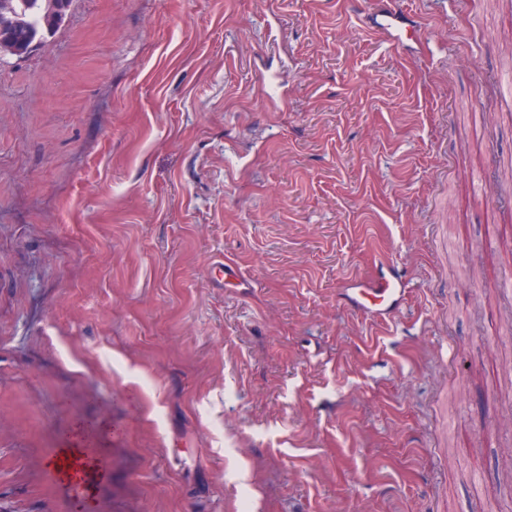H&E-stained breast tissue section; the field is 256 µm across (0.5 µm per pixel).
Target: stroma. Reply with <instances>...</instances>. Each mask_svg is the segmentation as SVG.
I'll list each match as a JSON object with an SVG mask.
<instances>
[{"label": "stroma", "instance_id": "obj_1", "mask_svg": "<svg viewBox=\"0 0 512 512\" xmlns=\"http://www.w3.org/2000/svg\"><path fill=\"white\" fill-rule=\"evenodd\" d=\"M403 2L407 53L352 0H73L0 57V512H512V6ZM385 258L387 325L339 299ZM216 281L225 287L236 288L239 292L250 289L249 279L243 275L239 267L230 260L218 261L212 268ZM48 462L59 481L76 498L89 495L90 486L86 482L88 474H93L99 483L106 482L111 475L107 466L81 451H64L52 456Z\"/></svg>", "mask_w": 512, "mask_h": 512}]
</instances>
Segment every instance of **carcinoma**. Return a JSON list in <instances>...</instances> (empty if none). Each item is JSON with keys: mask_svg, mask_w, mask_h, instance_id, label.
Returning a JSON list of instances; mask_svg holds the SVG:
<instances>
[{"mask_svg": "<svg viewBox=\"0 0 512 512\" xmlns=\"http://www.w3.org/2000/svg\"><path fill=\"white\" fill-rule=\"evenodd\" d=\"M73 0H12L17 20L0 25V48H27L36 40L53 34L61 24Z\"/></svg>", "mask_w": 512, "mask_h": 512, "instance_id": "1", "label": "carcinoma"}]
</instances>
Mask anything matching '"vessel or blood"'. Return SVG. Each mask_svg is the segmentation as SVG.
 Wrapping results in <instances>:
<instances>
[{"label": "vessel or blood", "mask_w": 512, "mask_h": 512, "mask_svg": "<svg viewBox=\"0 0 512 512\" xmlns=\"http://www.w3.org/2000/svg\"><path fill=\"white\" fill-rule=\"evenodd\" d=\"M365 22L401 52L408 51L411 43L419 41L423 33L422 21L405 10L401 0H373ZM212 273L223 286L241 292L250 288L248 278L232 261L216 262ZM407 293L408 282L403 268L397 263L382 261L370 277L347 281L340 291V299L351 311L383 323L400 316ZM49 465L76 498L87 496L90 491L87 475H94L101 483L111 475L108 467L80 451L56 454L50 458Z\"/></svg>", "instance_id": "1"}]
</instances>
